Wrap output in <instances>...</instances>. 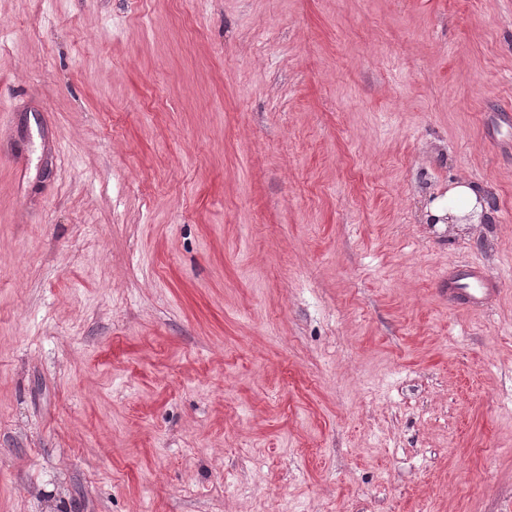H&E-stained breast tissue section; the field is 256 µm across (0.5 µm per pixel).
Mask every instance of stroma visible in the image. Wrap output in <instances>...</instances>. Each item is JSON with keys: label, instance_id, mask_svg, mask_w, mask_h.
<instances>
[{"label": "stroma", "instance_id": "obj_1", "mask_svg": "<svg viewBox=\"0 0 512 512\" xmlns=\"http://www.w3.org/2000/svg\"><path fill=\"white\" fill-rule=\"evenodd\" d=\"M0 512H512V0H0ZM489 203L483 191L468 180L456 182L445 198L435 202L425 216L428 224H480ZM464 281V282H463ZM471 285L472 288H468ZM489 291L485 276L471 267L448 273V301L476 305Z\"/></svg>", "mask_w": 512, "mask_h": 512}]
</instances>
